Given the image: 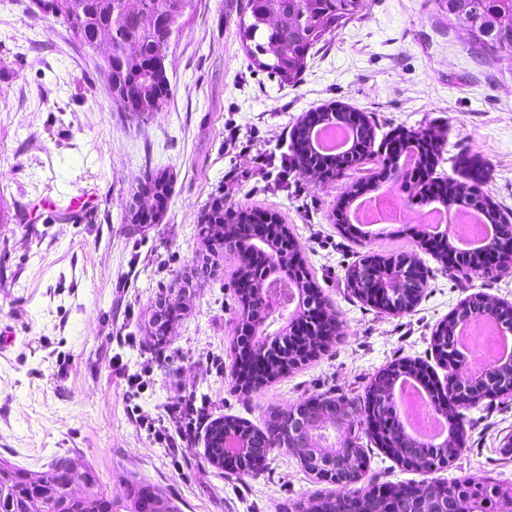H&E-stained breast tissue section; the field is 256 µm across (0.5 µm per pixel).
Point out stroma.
Segmentation results:
<instances>
[{
  "label": "stroma",
  "instance_id": "1",
  "mask_svg": "<svg viewBox=\"0 0 512 512\" xmlns=\"http://www.w3.org/2000/svg\"><path fill=\"white\" fill-rule=\"evenodd\" d=\"M30 0H0V460L32 472L79 456L113 497L129 479L178 498L182 512H286L319 489L296 458L274 450L264 471L212 465L205 437L182 455L140 432L197 397L209 417L262 426L270 408L287 409L333 393L362 399L370 377L397 360L427 366L442 384L448 370L432 336L464 298L482 293L512 302V270L489 280L453 273L424 248L410 224L340 233L334 210L345 189L401 190L379 172L386 144L402 130L429 132L442 156L436 180L462 179L461 161L490 172L484 191L512 211V69L467 52L465 28L448 24L438 0H367L362 17L325 36L296 85H280L249 64L239 34L244 0H196L167 60L174 94L143 121L112 109L101 60L66 27L33 12ZM348 105L375 127L373 157L322 182L303 174L263 178L254 150L229 155L224 141L291 153L290 133L310 109ZM171 174L163 219L132 224L127 213L147 171ZM93 199L86 221L47 223L48 203ZM278 215L298 240L323 296L339 313V339L288 376L244 395L235 388L240 323L236 264L219 276L180 282L201 250L198 224L216 197ZM416 253L427 275L419 302L400 314L366 304L346 270L367 253ZM182 312L164 340L150 320L159 303ZM145 373L136 410L109 365ZM465 444L436 480L489 477L512 485V399L465 409Z\"/></svg>",
  "mask_w": 512,
  "mask_h": 512
}]
</instances>
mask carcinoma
<instances>
[{
  "mask_svg": "<svg viewBox=\"0 0 512 512\" xmlns=\"http://www.w3.org/2000/svg\"><path fill=\"white\" fill-rule=\"evenodd\" d=\"M83 8L76 10L74 0H32V5L41 14L62 21L81 46L101 57L102 70L112 88V105L128 117L139 119L150 112H159L167 106L173 90L168 73L161 69V60L168 56L170 42L183 25L185 15L194 9V0H82ZM448 10V23L466 28L470 35V49L478 57L496 56L512 63V0H444ZM366 8V0H245L244 16L239 28L244 48L253 63L260 69L275 76L283 85H294L306 67L310 50L327 33L357 18ZM172 12L170 24L156 25L155 19ZM133 39L139 45V55L124 59V75L115 80L111 62L124 54L127 40ZM351 111L346 108H322L307 114L292 137L293 161L301 173L314 178L321 177V157L311 149L307 132L313 126L331 120L347 124ZM374 131L371 123L359 120L358 134L354 148L349 153L335 158L330 179L363 161L371 155ZM415 159H420V150L428 147L438 150V141L430 134L409 131L402 134ZM402 155H388L383 159L385 171L393 172L403 179L407 191L415 195L424 193V187L410 182L408 168L401 165ZM485 176L470 177L462 182L448 179L444 182L445 196L441 203H465L477 209L489 224L501 227L497 236V262L485 267L484 275L489 278L512 268V224L501 216L496 204L483 194L480 183ZM201 244L208 251L207 261L202 263L198 273L209 276L218 267V256L232 252L237 256L236 282H243L246 288L239 291L241 317L260 323L266 318L263 307L264 282L254 277L255 266L252 254L256 245L263 242L274 251L289 248L297 256L292 266H284L285 278L294 285L299 305L319 316L316 335L304 336L293 343L287 352L267 359L265 375L274 380L287 375L303 362L317 357L336 339L338 329L335 309L321 296L318 285L302 258L299 245L288 225L276 215H269V221L258 219L257 213L247 209L224 208V199H213L204 212L199 228ZM415 265L419 259L414 254H374L353 264L347 271V282L353 294L362 298L363 282L361 273L370 272L374 282H381L390 267L405 262ZM486 306L488 314L497 317L499 312L512 310V304L504 302L479 301L476 295L462 301L440 323L433 336L437 349L454 346V334L460 320L469 316V311ZM421 364L414 360L391 363L373 375L366 386L365 402L361 413L377 401L383 402V422L387 431V448L384 452L403 468L433 471L442 469L455 458L464 447V418L457 409H434L446 417L452 431L445 443L426 446L413 440L405 430L396 424L391 394L397 379L403 376H419ZM310 408L287 409L273 412L264 423L257 427L248 421L226 416L210 425L207 435V456L210 462L224 468V432L228 428L238 429L251 442V469L254 473L263 471L267 457L275 448H285L296 457L304 470L324 490L306 502L294 503L296 512H408L415 507L412 495L420 490L427 497L420 502L424 506L431 500L442 498L447 501V512H474L472 494L484 495L488 512H494L495 496L502 499L512 497V487L503 489L490 486L485 481L471 476L456 478L450 482L431 481L416 488L408 483H383L385 493H374L377 486L368 488L366 498H346L333 490V486L344 482L353 486L364 485L367 478L369 458L363 448L362 437L373 438L369 428L364 434L348 427L347 446L309 445L298 447L290 440L289 422L294 420L332 421L338 419L340 407L352 405L354 401L344 396L318 395ZM79 465V459L62 457L52 461L48 469L36 476V482L29 484L17 475L27 470L8 462L0 461V473L7 478L0 481V512H29L39 505V512H180L177 505L156 488L144 482L131 484L126 500L112 498L100 480L88 468L84 474L88 479L76 486L71 481L72 471Z\"/></svg>",
  "mask_w": 512,
  "mask_h": 512,
  "instance_id": "1",
  "label": "carcinoma"
}]
</instances>
